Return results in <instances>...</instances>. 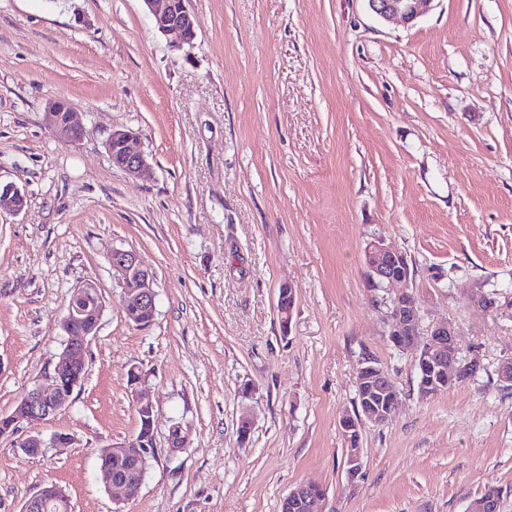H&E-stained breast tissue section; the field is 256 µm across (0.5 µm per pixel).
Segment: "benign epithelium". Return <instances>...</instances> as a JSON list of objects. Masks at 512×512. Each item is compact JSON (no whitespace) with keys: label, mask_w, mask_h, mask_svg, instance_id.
<instances>
[{"label":"benign epithelium","mask_w":512,"mask_h":512,"mask_svg":"<svg viewBox=\"0 0 512 512\" xmlns=\"http://www.w3.org/2000/svg\"><path fill=\"white\" fill-rule=\"evenodd\" d=\"M152 16L155 28L163 35L175 36V46H193L197 35L198 19L189 10L188 0H143ZM370 10L384 20L400 19L411 23L429 11L433 0H367ZM46 127L64 142L77 141V133L84 129L81 114L68 109L66 119L60 118L57 102L48 104L44 113ZM134 134L125 129H114L108 137L106 151L116 159L113 166L126 175L137 178L149 167L147 157L132 147ZM27 204L25 191L13 183L0 189V212L21 213ZM112 270L115 271L118 285L122 289L123 309L138 311L144 308L156 309L155 274L145 267L138 255L131 250L114 249L111 256ZM369 266L382 285L388 289L410 280V268L405 255L380 242L369 248ZM136 281L137 287L126 284ZM103 310V303L97 289L90 283L78 287L72 294L67 313L63 319V329L70 335L77 331L80 336L69 340L59 357L50 377V383L37 385L17 404L11 412L15 430L7 436L13 447L22 454L42 452L46 447L43 439L35 435L23 434L25 425L54 415L66 408L73 390L80 383V374L86 369V355L91 339L97 335L99 323L86 322L89 305ZM385 335L389 341L398 344L402 350H412L422 344L419 359L436 370L440 380L454 379L466 372L471 361L460 356L457 342L458 331L455 323L446 321L425 322L424 310L418 298L402 291L393 297L392 307L385 322ZM383 371L367 365L359 368L356 383L362 388L380 394L382 404L372 406L356 418L345 416L340 421V429L345 442L358 435L364 423L382 424L391 419L398 402V391L390 382L383 381ZM347 475L356 480L363 468L362 448H345ZM102 468L107 473L112 488H133L144 479L148 461L155 456V440L132 438L102 450ZM127 460L132 463L136 475L131 476L120 469H112L111 462ZM326 495L320 485L302 484L294 488L283 500L284 508L297 506L305 512H325ZM49 502L70 509V499L55 484L46 485L28 498L22 512H41Z\"/></svg>","instance_id":"1"}]
</instances>
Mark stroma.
Instances as JSON below:
<instances>
[{
    "label": "stroma",
    "instance_id": "stroma-1",
    "mask_svg": "<svg viewBox=\"0 0 512 512\" xmlns=\"http://www.w3.org/2000/svg\"><path fill=\"white\" fill-rule=\"evenodd\" d=\"M188 6L197 36L178 49L142 0H0V182L27 194L0 214V414L52 375L75 288L104 303L69 406L28 427L74 441L26 457L0 440V512L48 483L74 512H281L307 482L327 512H467L492 487L512 512V0H434L410 24L366 0ZM55 100L82 113L79 141L46 128ZM116 127L144 176L112 166ZM379 240L406 255L426 320L478 355L475 378L420 397L414 352L384 334L392 294L370 286ZM116 249L156 275L147 326L125 318ZM477 282L494 310L467 305ZM367 357L399 400L363 426L352 483L339 420ZM140 397L156 454L115 495L99 454L136 435Z\"/></svg>",
    "mask_w": 512,
    "mask_h": 512
}]
</instances>
